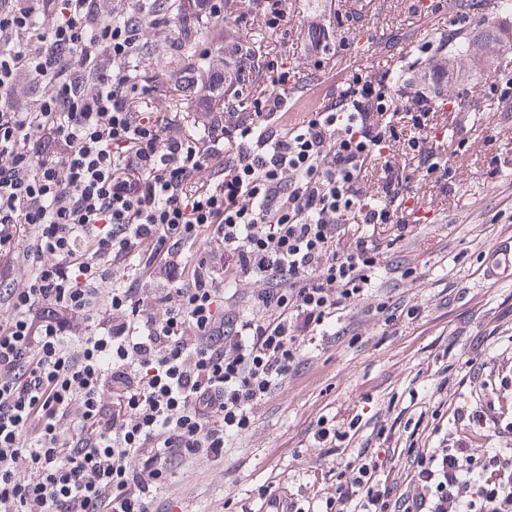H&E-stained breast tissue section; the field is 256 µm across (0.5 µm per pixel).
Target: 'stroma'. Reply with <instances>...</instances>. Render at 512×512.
Wrapping results in <instances>:
<instances>
[{
  "label": "stroma",
  "mask_w": 512,
  "mask_h": 512,
  "mask_svg": "<svg viewBox=\"0 0 512 512\" xmlns=\"http://www.w3.org/2000/svg\"><path fill=\"white\" fill-rule=\"evenodd\" d=\"M335 2L347 16L344 26L311 13L306 0H292L287 33L257 27L241 33L271 59L302 72L309 30L316 25L328 29L331 63L300 104L303 112L315 108L326 88L353 69L374 75L381 62L403 65L412 45L432 31L449 29L445 13L427 10L420 0ZM366 21L372 24V52L360 57L341 48V41L355 42ZM488 164L484 156L468 160L447 192L417 200L432 220L420 225L403 248L423 278L404 280L398 290L418 308L417 317L394 333L383 330L377 319L359 317V345L306 337L305 367L256 407L254 426L225 449L223 461L199 462L168 481L173 512H258L265 489L290 491L319 512L336 492L337 468L355 461L362 444L380 449L384 467H399L410 431L431 433L438 402L470 400V387L461 383L466 354L490 356L495 372L489 397L500 400L502 409L512 408V385L501 381L502 373L512 369V345L480 340L493 327L512 325V280L490 281L477 272L486 246L512 241V223L495 219L488 207L499 194H512V143L500 145L498 173H491ZM457 199L461 207L448 208V201ZM460 325L466 326V335L452 337ZM355 417L362 430L348 447L316 445L318 419L344 428Z\"/></svg>",
  "instance_id": "35a3bbf8"
}]
</instances>
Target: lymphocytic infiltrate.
<instances>
[{"label":"lymphocytic infiltrate","instance_id":"obj_1","mask_svg":"<svg viewBox=\"0 0 512 512\" xmlns=\"http://www.w3.org/2000/svg\"><path fill=\"white\" fill-rule=\"evenodd\" d=\"M85 2L0 6V258L19 259L0 289V512H172L168 475L223 458L299 373L302 337L360 342L346 310L415 314L389 291L417 274L396 250L407 199L470 145L441 133L437 36L402 91L355 70L311 112L277 63L213 70L192 129L159 109L170 70L137 75L146 30L179 48L178 16L132 33L113 8L89 25ZM251 2L225 43L287 26L288 0ZM23 73L39 109L16 104ZM243 278L261 289L240 297ZM357 457L325 512H512V448L413 444L395 477Z\"/></svg>","mask_w":512,"mask_h":512}]
</instances>
